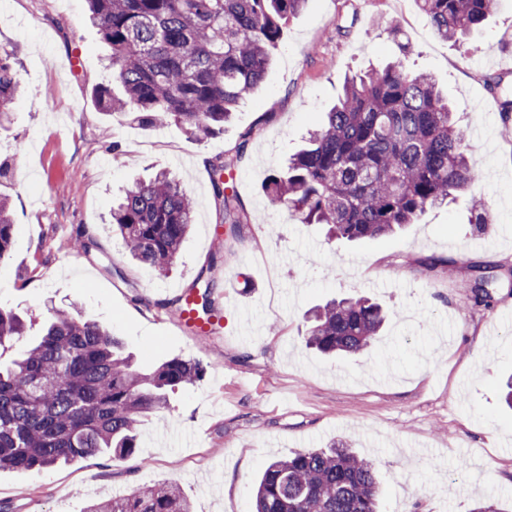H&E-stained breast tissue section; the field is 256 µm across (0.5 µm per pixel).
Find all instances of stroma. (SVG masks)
Wrapping results in <instances>:
<instances>
[{
	"instance_id": "obj_1",
	"label": "stroma",
	"mask_w": 512,
	"mask_h": 512,
	"mask_svg": "<svg viewBox=\"0 0 512 512\" xmlns=\"http://www.w3.org/2000/svg\"><path fill=\"white\" fill-rule=\"evenodd\" d=\"M402 41L457 118L484 131L488 145L472 155L478 179L398 233L327 239L271 204L263 183L346 78L393 61ZM1 47L23 89L0 126V195L13 223L0 307L27 324L9 357L40 334L50 308L73 306L109 327L141 369L179 357L204 375L170 392L124 459L0 470V512H85L168 481L195 512H254L264 463L335 442L375 462L380 512H472L481 501L512 512V410L502 403L512 376V135L491 88L512 86V69L500 66L512 61V0H498L485 27L457 43L434 34L416 0H307L283 22L260 90L201 142L99 108L93 90L107 80L109 49L86 0H0ZM228 152L239 156L233 184L248 218L230 242L207 167ZM161 169L195 201L192 230L162 276L132 262L107 223L128 182ZM476 201L486 205L478 217ZM82 236L96 243L90 255L71 247ZM474 264L494 268L480 304L464 287ZM203 271L253 303L259 338L238 336L229 315L207 336L175 325L172 299ZM354 293L389 312L373 348L336 359L308 349L305 313Z\"/></svg>"
}]
</instances>
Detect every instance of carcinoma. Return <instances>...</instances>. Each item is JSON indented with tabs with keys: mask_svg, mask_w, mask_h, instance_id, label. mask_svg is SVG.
Segmentation results:
<instances>
[{
	"mask_svg": "<svg viewBox=\"0 0 512 512\" xmlns=\"http://www.w3.org/2000/svg\"><path fill=\"white\" fill-rule=\"evenodd\" d=\"M434 33L459 41L481 28L498 0H418ZM306 0H88L111 48L112 84L95 88L109 114L147 127L171 124L197 140L224 132L235 108L262 84L282 21ZM410 48L382 69L348 79L338 103L311 130L308 146L264 182L270 200L330 239L394 233L429 208L447 204L475 180L470 132L454 117L431 75L405 64ZM19 91L12 53L0 50V125ZM237 157L210 164L225 235L244 224L224 175ZM193 200L161 170L129 183L109 223L130 257L160 274L174 264L194 224ZM13 224L0 198V263ZM384 308L364 296L332 299L307 318V347L324 355H360L377 340ZM25 325L0 307V350ZM202 377L182 358L140 370L118 338L68 310L51 312L41 334L17 358L0 363V469L40 471L78 458L138 447L144 418L167 406L168 392ZM373 462L340 445L269 462L256 481V512H379ZM87 512H192L172 482L92 504Z\"/></svg>",
	"mask_w": 512,
	"mask_h": 512,
	"instance_id": "carcinoma-1",
	"label": "carcinoma"
}]
</instances>
